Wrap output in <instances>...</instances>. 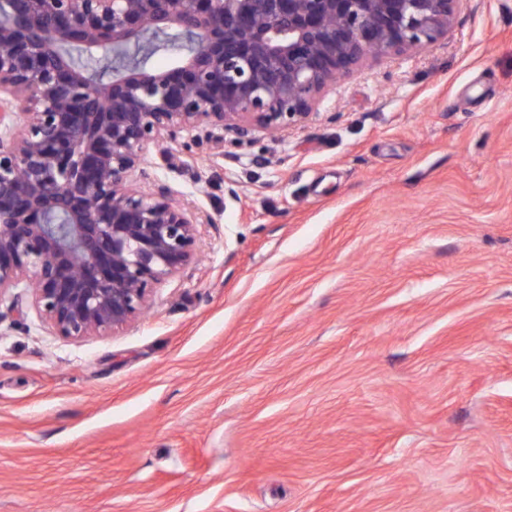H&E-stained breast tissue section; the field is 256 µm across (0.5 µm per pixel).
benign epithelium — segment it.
Here are the masks:
<instances>
[{
  "label": "benign epithelium",
  "instance_id": "benign-epithelium-1",
  "mask_svg": "<svg viewBox=\"0 0 512 512\" xmlns=\"http://www.w3.org/2000/svg\"><path fill=\"white\" fill-rule=\"evenodd\" d=\"M464 0H0V297L58 336H104L195 258L198 213L148 179V147L302 128L370 58L448 36ZM192 34L163 67L92 77L147 26Z\"/></svg>",
  "mask_w": 512,
  "mask_h": 512
}]
</instances>
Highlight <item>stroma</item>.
<instances>
[{"mask_svg":"<svg viewBox=\"0 0 512 512\" xmlns=\"http://www.w3.org/2000/svg\"><path fill=\"white\" fill-rule=\"evenodd\" d=\"M157 161L204 222L146 314L0 297V512H512V0Z\"/></svg>","mask_w":512,"mask_h":512,"instance_id":"obj_1","label":"stroma"}]
</instances>
